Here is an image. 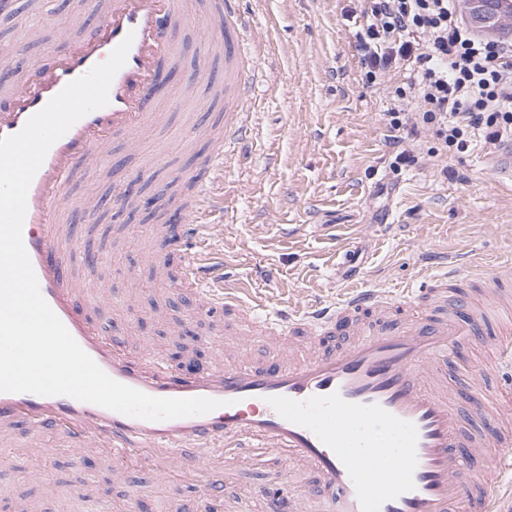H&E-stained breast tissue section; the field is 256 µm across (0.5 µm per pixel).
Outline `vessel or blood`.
I'll return each instance as SVG.
<instances>
[{
  "instance_id": "1",
  "label": "vessel or blood",
  "mask_w": 512,
  "mask_h": 512,
  "mask_svg": "<svg viewBox=\"0 0 512 512\" xmlns=\"http://www.w3.org/2000/svg\"><path fill=\"white\" fill-rule=\"evenodd\" d=\"M98 16L64 53L31 64L21 89L0 86V138L18 133L66 84L102 62L125 37L133 42L115 75L107 106L56 141L28 192L23 241L40 290L70 334L113 379L148 395L220 400L210 413L167 421L129 417L67 396L0 392V446L22 427L50 433L81 464L91 454L112 461V479H128V464L146 460L151 479L167 478L187 458L199 464L194 512H212L223 491L229 452L276 458L281 473L301 469L315 483L262 496L263 512H508L512 479L500 466L512 446V320L498 324L496 368L507 375L493 405L477 385L468 397L448 377L461 348L480 339L495 310L512 305V261L490 269L449 265L417 284L393 291L352 288L340 297L292 309L252 305L225 287L210 246L224 227L209 216L219 203L211 189L224 161L254 135L256 79L268 57L261 33L240 0H87ZM212 24L224 30V80L208 67L199 79L224 105V122L211 134L194 182L184 224L167 246L185 256L179 289L201 310L233 312L241 341L211 363L169 365L150 343L134 347L121 330L95 315L110 295L83 288L75 270L83 254L66 243L63 221L76 205V175L95 174L112 161L110 145L157 122L153 99L180 53L179 28ZM265 355L255 358L254 345Z\"/></svg>"
}]
</instances>
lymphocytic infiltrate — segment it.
<instances>
[{"mask_svg": "<svg viewBox=\"0 0 512 512\" xmlns=\"http://www.w3.org/2000/svg\"><path fill=\"white\" fill-rule=\"evenodd\" d=\"M355 38L368 86L386 92L393 171L512 147V43L479 36L456 0H365ZM412 72L406 82L401 72Z\"/></svg>", "mask_w": 512, "mask_h": 512, "instance_id": "obj_1", "label": "lymphocytic infiltrate"}]
</instances>
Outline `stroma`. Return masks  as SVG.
I'll list each match as a JSON object with an SVG mask.
<instances>
[{
	"label": "stroma",
	"instance_id": "1",
	"mask_svg": "<svg viewBox=\"0 0 512 512\" xmlns=\"http://www.w3.org/2000/svg\"><path fill=\"white\" fill-rule=\"evenodd\" d=\"M241 7L269 29L272 55L254 107L256 134L225 164L216 187L224 208L213 219L224 226V247L214 257L223 261L225 274L250 282L266 300L298 304L333 289L415 283L447 258H473L485 266L512 259V188L501 186L493 170L499 153L476 150L445 163L428 157L391 169L389 101L363 81L349 0H242ZM94 22L82 0H47L42 19L33 0H11L0 10V55L23 47L13 65L24 68L64 52L80 27ZM177 38L181 61L154 104L166 113V125L139 132L140 154L124 170L76 178L74 193L91 200L95 211L72 209L68 224L82 250L101 257L81 270L82 284L100 285L115 296L148 290V300L129 314L134 340L152 342L169 357L208 360L224 333L223 319L196 313L191 297L160 284L163 276L179 278L178 260L167 251L150 254L145 240L132 234L136 227L160 228L162 216L144 205L119 210L112 204L113 183L129 179L141 159L167 155L139 188L141 197L153 199L179 192L176 175L190 172L208 148L201 138L187 151L170 150L186 112L177 93L196 77L203 32L185 28ZM53 442L49 434L34 441L22 434L16 447L0 450L7 458L0 464V512L22 500L35 512H68V499L46 498L21 480L22 470L39 464L66 490L94 479L101 512L123 502L126 489L110 482L105 463L89 471L63 451L43 459L41 449ZM129 475L155 502L170 498L183 508L196 496L187 475L168 486L148 481L143 464ZM286 482L272 459L249 470L233 468L223 508L230 512L233 500L242 497L259 512V486L276 489Z\"/></svg>",
	"mask_w": 512,
	"mask_h": 512
}]
</instances>
